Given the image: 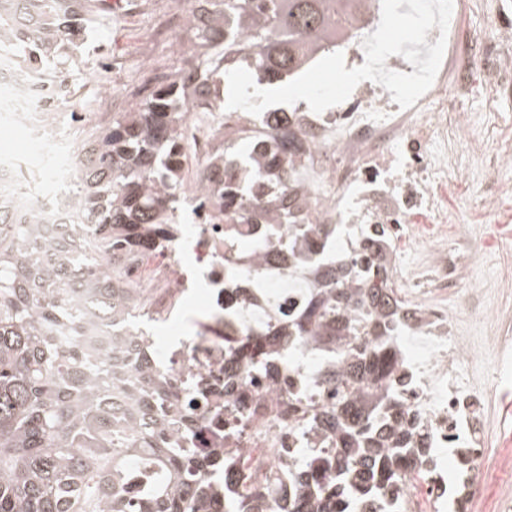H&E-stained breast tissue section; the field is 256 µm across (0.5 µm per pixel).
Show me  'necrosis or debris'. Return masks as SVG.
Returning <instances> with one entry per match:
<instances>
[{"label":"necrosis or debris","mask_w":512,"mask_h":512,"mask_svg":"<svg viewBox=\"0 0 512 512\" xmlns=\"http://www.w3.org/2000/svg\"><path fill=\"white\" fill-rule=\"evenodd\" d=\"M187 9L186 0H157L153 24L133 57L140 74H150L155 46L181 49ZM468 78L449 48L431 88L411 108H400L390 91L366 80L336 110L316 114L300 109L288 116L307 140L305 155L290 164L293 197L306 223L335 225L336 251L344 262L361 270H383L411 296L389 338L396 358L392 380L418 446L432 451L425 464L429 477L403 481L376 497V512H472L481 483L468 481L460 491L448 487V470L461 452L471 450L480 464L490 445V390L469 374L467 364L475 350L484 349L492 354L493 372L512 365V338L498 333L487 341L461 335L458 316L439 297L463 284L471 303L467 318L485 320L496 312L484 284L466 277L472 254L450 248L446 238L415 231L419 224L448 221V189L435 177L436 171L447 170L448 161L434 153L447 115L430 111L429 104L447 98L449 88ZM62 99L59 79L21 70L11 57L0 55V124L22 128L52 162V185L38 191L34 185L40 177L29 164L0 156L4 185L13 190L15 205L42 217L43 236L63 233L78 239L85 227L71 223L77 200L66 189L76 149L52 128ZM269 220L265 214L260 223L246 224L224 214L210 224L174 225L164 250L136 255L120 271L144 312L159 316L173 334L163 365L181 380L208 387L206 415L231 428L221 444L240 449L238 468H258L274 479L280 475L278 449L328 445L321 432L288 423L290 402L318 407L333 402L331 390L318 377L316 345H292L280 337L279 375L271 380L254 374L248 390L260 412L240 416L225 411L219 382L225 369H240L241 361L229 355L223 336H182L177 319L187 293L201 288L214 318L236 327L241 312L255 302L241 270L255 266L263 271L274 304L270 325L287 324L307 301L315 280L300 274L297 263L279 260L288 227L281 224L275 234L263 235L262 225ZM79 342L84 351L109 363L116 386L127 384L129 365L138 353L129 339L128 321L115 319L107 331L87 318Z\"/></svg>","instance_id":"1"}]
</instances>
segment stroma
Segmentation results:
<instances>
[{"label":"stroma","instance_id":"35a3bbf8","mask_svg":"<svg viewBox=\"0 0 512 512\" xmlns=\"http://www.w3.org/2000/svg\"><path fill=\"white\" fill-rule=\"evenodd\" d=\"M147 0H128V12H95L86 37L68 65L74 101L62 104L54 130L82 143L98 126L78 123L75 113L94 112L103 88L127 89L134 70L121 64L144 32ZM458 34L460 58L470 82L450 90L436 111L448 114V239L455 246L477 243L485 284L512 274V171L502 168L492 144L512 139V0H463Z\"/></svg>","mask_w":512,"mask_h":512}]
</instances>
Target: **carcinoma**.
Listing matches in <instances>:
<instances>
[{
	"mask_svg": "<svg viewBox=\"0 0 512 512\" xmlns=\"http://www.w3.org/2000/svg\"><path fill=\"white\" fill-rule=\"evenodd\" d=\"M373 2L191 0L185 65L130 111L112 113L72 158L71 191L81 201L72 223L87 225L86 235L42 239L0 196V512H352V503L398 486L405 473L425 475L427 449L412 447L398 403L387 402L378 422L363 394L371 385L381 397L393 375L385 343L399 308L396 289L370 270L314 257L321 288L288 335L327 353L319 376L337 395L323 411L288 404V422L336 437V447L306 448L283 463L277 498L254 473L235 468L237 449L202 446L198 389L136 358L127 421L108 398L107 362L69 340L89 312L108 329L116 317L139 319L131 289L99 257L167 243L182 204L188 109L224 113L226 74L237 67L279 85L335 52L336 36ZM91 14L90 0H0V46L23 49L17 66L66 79ZM261 123L285 157L303 150L278 113H262ZM238 138L254 180L277 188L271 222L290 227L288 249L312 237L329 247L336 229L294 220L279 158L261 161L251 156V137ZM204 180L193 206L202 224L216 211L245 216L259 206L224 183L221 145ZM360 330L372 345L358 344ZM269 335L238 336L228 351L271 378Z\"/></svg>",
	"mask_w": 512,
	"mask_h": 512,
	"instance_id": "cac0c4a2",
	"label": "carcinoma"
}]
</instances>
